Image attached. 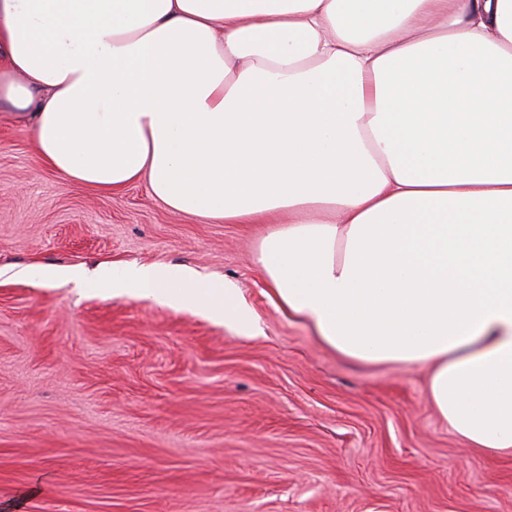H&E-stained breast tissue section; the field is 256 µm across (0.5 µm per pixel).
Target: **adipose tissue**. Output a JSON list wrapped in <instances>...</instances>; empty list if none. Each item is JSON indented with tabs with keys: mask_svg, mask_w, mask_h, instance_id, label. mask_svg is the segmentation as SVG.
Listing matches in <instances>:
<instances>
[{
	"mask_svg": "<svg viewBox=\"0 0 512 512\" xmlns=\"http://www.w3.org/2000/svg\"><path fill=\"white\" fill-rule=\"evenodd\" d=\"M0 107L51 171L227 224L339 355L428 368L512 455V0H0ZM111 295L253 328L233 288L101 267Z\"/></svg>",
	"mask_w": 512,
	"mask_h": 512,
	"instance_id": "adipose-tissue-1",
	"label": "adipose tissue"
}]
</instances>
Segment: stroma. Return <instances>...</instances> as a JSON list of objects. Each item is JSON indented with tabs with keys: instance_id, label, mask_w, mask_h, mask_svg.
Wrapping results in <instances>:
<instances>
[{
	"instance_id": "obj_1",
	"label": "stroma",
	"mask_w": 512,
	"mask_h": 512,
	"mask_svg": "<svg viewBox=\"0 0 512 512\" xmlns=\"http://www.w3.org/2000/svg\"><path fill=\"white\" fill-rule=\"evenodd\" d=\"M267 224L174 212L47 169L0 110V512H512V458L468 448L421 366H366L271 300ZM191 269L242 334L33 267Z\"/></svg>"
}]
</instances>
